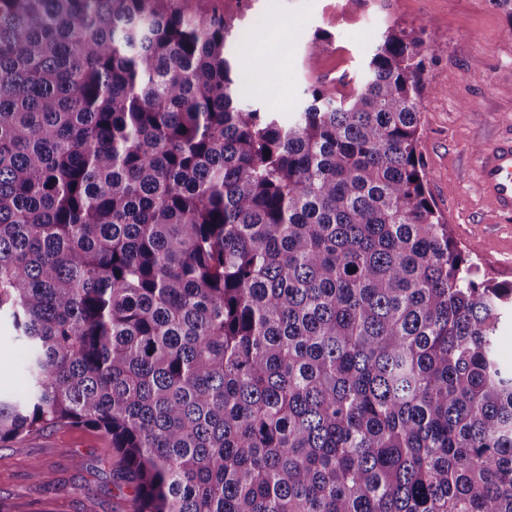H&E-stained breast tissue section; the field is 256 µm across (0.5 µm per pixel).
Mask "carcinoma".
Instances as JSON below:
<instances>
[{
    "instance_id": "cac0c4a2",
    "label": "carcinoma",
    "mask_w": 512,
    "mask_h": 512,
    "mask_svg": "<svg viewBox=\"0 0 512 512\" xmlns=\"http://www.w3.org/2000/svg\"><path fill=\"white\" fill-rule=\"evenodd\" d=\"M184 0H0V446L105 434L129 512H512V281L419 163L423 41L240 105ZM23 348L9 324L0 323V394H12L23 382Z\"/></svg>"
}]
</instances>
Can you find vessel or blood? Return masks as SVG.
Returning a JSON list of instances; mask_svg holds the SVG:
<instances>
[{
  "label": "vessel or blood",
  "instance_id": "b4317fda",
  "mask_svg": "<svg viewBox=\"0 0 512 512\" xmlns=\"http://www.w3.org/2000/svg\"><path fill=\"white\" fill-rule=\"evenodd\" d=\"M469 177L499 215L512 216V138L482 142L472 155Z\"/></svg>",
  "mask_w": 512,
  "mask_h": 512
}]
</instances>
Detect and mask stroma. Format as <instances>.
I'll return each instance as SVG.
<instances>
[{
	"label": "stroma",
	"mask_w": 512,
	"mask_h": 512,
	"mask_svg": "<svg viewBox=\"0 0 512 512\" xmlns=\"http://www.w3.org/2000/svg\"><path fill=\"white\" fill-rule=\"evenodd\" d=\"M191 11L223 12L246 41L235 43L241 70L254 42L271 56L259 88L243 95L290 119L310 86L349 92L391 27L425 28L428 90L420 107V161L428 189L453 237L490 276L512 281V218L494 213L467 178L482 138L512 136V16L495 0H186ZM323 35L320 51L308 43ZM23 382V348L0 323V394ZM111 441L100 432L54 427L0 447V512H127ZM50 479L32 478L33 466Z\"/></svg>",
	"instance_id": "1"
}]
</instances>
